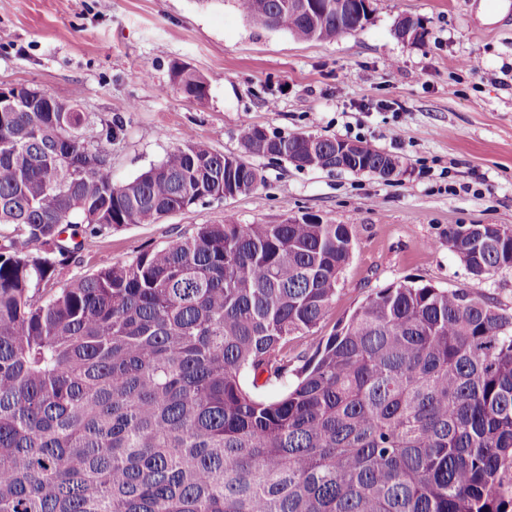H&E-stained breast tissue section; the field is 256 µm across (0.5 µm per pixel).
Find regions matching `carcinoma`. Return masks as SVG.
<instances>
[{
    "instance_id": "obj_1",
    "label": "carcinoma",
    "mask_w": 512,
    "mask_h": 512,
    "mask_svg": "<svg viewBox=\"0 0 512 512\" xmlns=\"http://www.w3.org/2000/svg\"><path fill=\"white\" fill-rule=\"evenodd\" d=\"M290 0H237L257 27L335 40L363 27ZM173 80L206 97L182 66ZM0 114V512H512V314L468 288L369 295L311 354L349 228L200 224L54 289L76 235L154 224L262 177L203 145L112 179L115 114L50 95ZM245 152L332 169L334 138L243 129ZM350 171L386 153L356 143ZM477 279L512 268L498 224L448 231ZM282 382L285 391H261Z\"/></svg>"
}]
</instances>
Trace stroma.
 <instances>
[{
  "instance_id": "obj_1",
  "label": "stroma",
  "mask_w": 512,
  "mask_h": 512,
  "mask_svg": "<svg viewBox=\"0 0 512 512\" xmlns=\"http://www.w3.org/2000/svg\"><path fill=\"white\" fill-rule=\"evenodd\" d=\"M512 0H372L362 29L301 42L254 27L235 0H0V87L75 100L93 120L121 114L112 178L128 181L175 146L242 154L243 121L268 134L369 140L399 160L385 179L251 156L257 190L197 204L154 224L85 239L58 283L131 260L199 224L348 225L352 254L321 326L330 335L370 294L401 281L471 288L512 313V269L479 281L448 249L450 228L512 229ZM421 23L403 41L396 22ZM476 58L490 84L466 73ZM181 65L207 83L204 101L172 81Z\"/></svg>"
}]
</instances>
